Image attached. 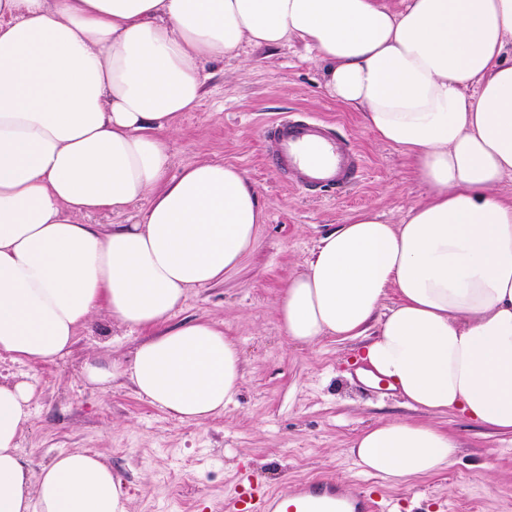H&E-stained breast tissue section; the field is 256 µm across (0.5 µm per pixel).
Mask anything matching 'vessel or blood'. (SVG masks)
<instances>
[{
  "label": "vessel or blood",
  "mask_w": 512,
  "mask_h": 512,
  "mask_svg": "<svg viewBox=\"0 0 512 512\" xmlns=\"http://www.w3.org/2000/svg\"><path fill=\"white\" fill-rule=\"evenodd\" d=\"M264 134L270 144L272 166L302 189L340 193L353 186L359 177V152L324 122L288 115L269 124ZM376 508V503L364 496L342 495L325 476L300 484L285 498L269 493L258 500L247 492L224 505L225 512H375Z\"/></svg>",
  "instance_id": "obj_1"
}]
</instances>
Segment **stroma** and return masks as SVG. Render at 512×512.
Returning <instances> with one entry per match:
<instances>
[{"label": "stroma", "mask_w": 512, "mask_h": 512, "mask_svg": "<svg viewBox=\"0 0 512 512\" xmlns=\"http://www.w3.org/2000/svg\"><path fill=\"white\" fill-rule=\"evenodd\" d=\"M323 66L297 39L276 48L243 45L214 65L196 111L172 139L173 173L203 160L244 169L259 191L266 221L259 245L223 281L190 291L174 322L223 324L244 358L235 404L202 424H186L140 398L126 378L108 391L88 386L82 366L93 354L122 362L147 339L98 314L62 358L27 364L0 353V376L31 383V423L22 455L45 465L61 453L102 454L120 477L130 512H222L242 477L285 494L325 474L347 495L365 494L387 512H512V437L451 412L404 405L385 387L363 383L355 356L363 338H327L312 347L284 335L277 302L303 258L336 225L365 211L400 223L427 197L412 163L376 138L361 113L326 96ZM308 112L333 124L363 155L360 181L346 193H307L267 164L263 127L286 113ZM435 424L456 441L450 466L393 485L361 473L349 448L379 420Z\"/></svg>", "instance_id": "35a3bbf8"}]
</instances>
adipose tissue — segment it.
<instances>
[{"label": "adipose tissue", "mask_w": 512, "mask_h": 512, "mask_svg": "<svg viewBox=\"0 0 512 512\" xmlns=\"http://www.w3.org/2000/svg\"><path fill=\"white\" fill-rule=\"evenodd\" d=\"M291 38L428 196L402 223L364 212L326 234L284 287V334L307 346L368 335L361 361L407 406L512 434V199L498 193L512 175V0H407L396 13L384 0H0V352L63 357L103 310L153 335L129 363L90 357L87 383L128 378L188 424L235 403L237 343L217 323L169 320L257 248L264 213L237 166L172 175L170 138L202 100L203 62ZM131 209L130 224L83 221ZM33 393L0 381V512H128L101 455L29 467ZM456 448L437 426L395 419L350 452L399 484Z\"/></svg>", "instance_id": "adipose-tissue-1"}]
</instances>
